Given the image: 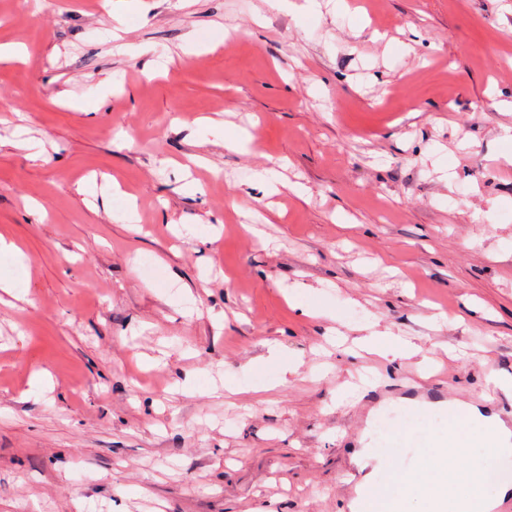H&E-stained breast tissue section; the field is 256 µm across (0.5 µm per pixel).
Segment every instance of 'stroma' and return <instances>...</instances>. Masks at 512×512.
Masks as SVG:
<instances>
[{"label": "stroma", "instance_id": "35a3bbf8", "mask_svg": "<svg viewBox=\"0 0 512 512\" xmlns=\"http://www.w3.org/2000/svg\"><path fill=\"white\" fill-rule=\"evenodd\" d=\"M304 2L0 0V512H352L444 400L512 417V0ZM360 344L362 349L370 353H375L382 358L391 356L393 360L410 359L421 353L420 347L390 331L373 332L370 336L361 338Z\"/></svg>", "mask_w": 512, "mask_h": 512}]
</instances>
